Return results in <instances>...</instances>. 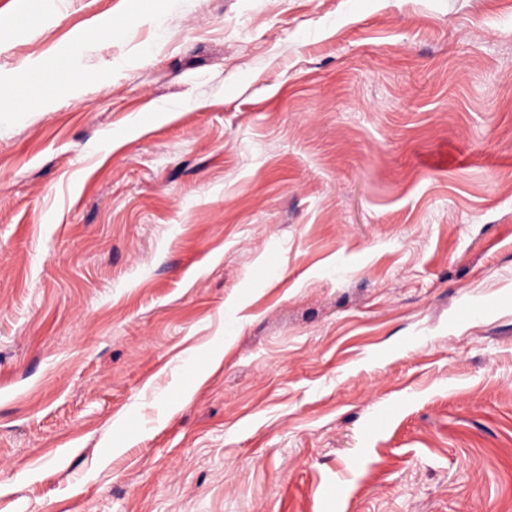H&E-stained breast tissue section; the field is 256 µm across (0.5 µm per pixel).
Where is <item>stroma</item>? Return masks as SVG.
<instances>
[{
	"mask_svg": "<svg viewBox=\"0 0 512 512\" xmlns=\"http://www.w3.org/2000/svg\"><path fill=\"white\" fill-rule=\"evenodd\" d=\"M55 55L0 512H512V0H0V85Z\"/></svg>",
	"mask_w": 512,
	"mask_h": 512,
	"instance_id": "35a3bbf8",
	"label": "stroma"
}]
</instances>
